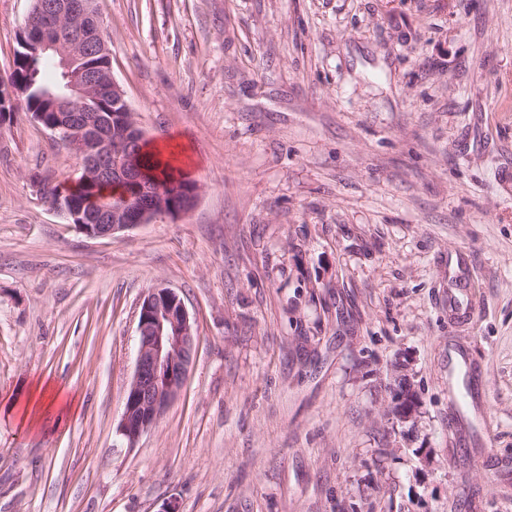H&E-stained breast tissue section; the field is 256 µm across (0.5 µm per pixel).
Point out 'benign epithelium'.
Instances as JSON below:
<instances>
[{"mask_svg": "<svg viewBox=\"0 0 512 512\" xmlns=\"http://www.w3.org/2000/svg\"><path fill=\"white\" fill-rule=\"evenodd\" d=\"M38 9L54 19V40L28 44L26 49L56 52L72 91V96L57 101L56 119L43 123V127L81 159L80 182L110 179L112 185L120 187L115 197L123 199L117 207L91 210L86 201L66 194L52 198V206L86 236L107 239L159 217H174L188 211L195 192H190L187 201H173L130 169L121 155H112V149H121L131 133L141 146L146 140L112 73L74 68V61L87 54L107 53L93 0H41ZM104 91L111 92L120 107V111L112 113L109 129L102 127L98 113L75 112L71 106L75 99ZM137 331L135 370L116 428L129 448L138 443L178 396L199 343L184 303L173 290L164 287H155L144 297ZM417 411L414 394L402 389L393 398L390 414L396 420L412 421Z\"/></svg>", "mask_w": 512, "mask_h": 512, "instance_id": "obj_1", "label": "benign epithelium"}]
</instances>
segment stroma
Masks as SVG:
<instances>
[{"label": "stroma", "mask_w": 512, "mask_h": 512, "mask_svg": "<svg viewBox=\"0 0 512 512\" xmlns=\"http://www.w3.org/2000/svg\"><path fill=\"white\" fill-rule=\"evenodd\" d=\"M34 0H0V81ZM179 218L90 238L79 158L0 129V512H512V0H95ZM200 337L136 447L140 304ZM467 350L485 413L464 393ZM420 415L389 412L400 377ZM60 427L23 424L33 384ZM74 405L75 399L71 398L63 387L54 386L42 379L31 389L21 419L30 427H37L54 414L55 423L58 425L63 415L70 413Z\"/></svg>", "instance_id": "obj_1"}]
</instances>
